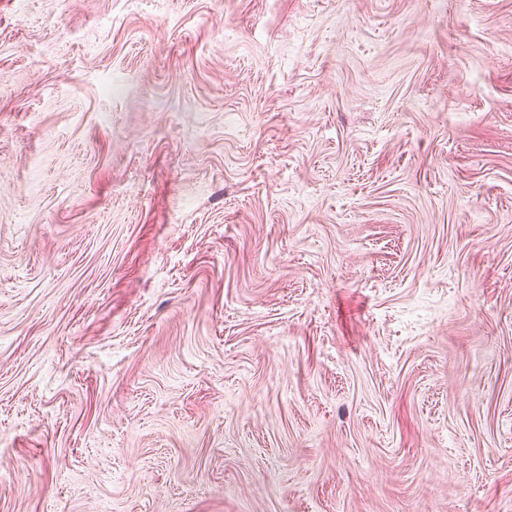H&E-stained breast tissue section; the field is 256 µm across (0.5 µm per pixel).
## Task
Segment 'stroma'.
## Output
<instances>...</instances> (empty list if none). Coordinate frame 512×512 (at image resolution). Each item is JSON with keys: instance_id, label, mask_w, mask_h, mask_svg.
<instances>
[{"instance_id": "stroma-1", "label": "stroma", "mask_w": 512, "mask_h": 512, "mask_svg": "<svg viewBox=\"0 0 512 512\" xmlns=\"http://www.w3.org/2000/svg\"><path fill=\"white\" fill-rule=\"evenodd\" d=\"M0 512H512V0H0Z\"/></svg>"}]
</instances>
